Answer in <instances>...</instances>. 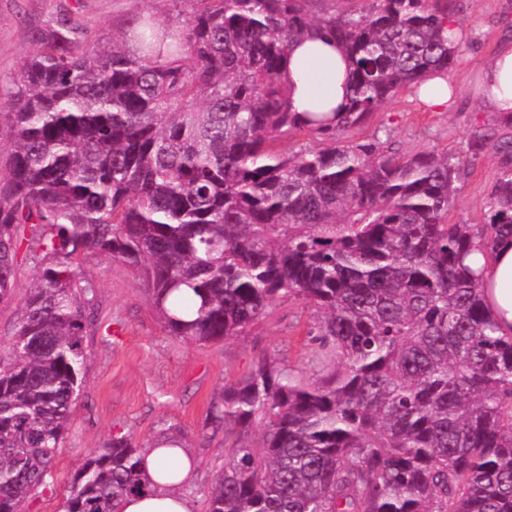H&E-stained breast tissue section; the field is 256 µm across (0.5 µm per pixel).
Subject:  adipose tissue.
<instances>
[{"label": "adipose tissue", "instance_id": "1", "mask_svg": "<svg viewBox=\"0 0 512 512\" xmlns=\"http://www.w3.org/2000/svg\"><path fill=\"white\" fill-rule=\"evenodd\" d=\"M348 62L335 41L310 36L294 42L282 61L280 77L288 87L294 112L343 111L350 94ZM481 106L493 119L512 115V41L503 43L483 65ZM485 288L486 303L503 329L512 328V240L499 241L492 260L481 253L468 256ZM146 472L156 483L155 494L126 500L122 512H191L179 486L192 481L193 463L180 448H154L146 456Z\"/></svg>", "mask_w": 512, "mask_h": 512}]
</instances>
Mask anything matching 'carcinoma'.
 I'll use <instances>...</instances> for the list:
<instances>
[{
  "instance_id": "1",
  "label": "carcinoma",
  "mask_w": 512,
  "mask_h": 512,
  "mask_svg": "<svg viewBox=\"0 0 512 512\" xmlns=\"http://www.w3.org/2000/svg\"><path fill=\"white\" fill-rule=\"evenodd\" d=\"M180 33L152 19L137 49L87 41L66 15L28 32L0 83V303L19 257L36 282L0 357V512H24L84 388L96 326L83 263L133 269L172 336L245 334L277 298L319 317L316 378L262 354L227 380L204 431L236 437L206 512H512V334L484 305L476 247L512 239V138L481 127L460 155L342 143L460 53L459 0H189ZM325 32L350 62L329 118L292 112L280 65ZM293 139L298 147L278 144ZM506 157L482 224H450L468 156ZM256 442L248 434L257 424ZM118 431L68 485L61 512H119L154 486L148 447Z\"/></svg>"
}]
</instances>
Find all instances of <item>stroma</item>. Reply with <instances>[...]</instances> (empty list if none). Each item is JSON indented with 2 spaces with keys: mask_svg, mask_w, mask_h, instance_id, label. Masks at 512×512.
<instances>
[{
  "mask_svg": "<svg viewBox=\"0 0 512 512\" xmlns=\"http://www.w3.org/2000/svg\"><path fill=\"white\" fill-rule=\"evenodd\" d=\"M191 11L189 0H0V81L9 80L29 51L27 33L67 14L97 42L130 44L135 19H153L165 29L181 28ZM456 21L466 30L462 51L450 68L461 87L457 101L434 112L413 92L403 90L360 129L353 141L388 137L399 152L460 154L475 129L489 122L475 93L483 61L498 43L512 37V0H460ZM502 156L494 150L469 163L448 220L483 223L492 201ZM95 286L96 328L87 338L91 354L85 388L55 461V491L32 497L28 512H59L65 491L83 463L113 432L124 431L136 442L152 439L166 422L191 438L194 480L182 494L191 512H205L208 491L230 448L223 435L201 437L211 402L225 379L248 373L261 354H271L295 373L316 377L319 365L307 335L317 315L308 303L276 299L244 335L214 344H191L169 335L148 297L127 265L94 256L83 264ZM32 263H19L13 298L0 304V354L7 346L20 309L34 284Z\"/></svg>",
  "mask_w": 512,
  "mask_h": 512,
  "instance_id": "obj_1",
  "label": "stroma"
}]
</instances>
